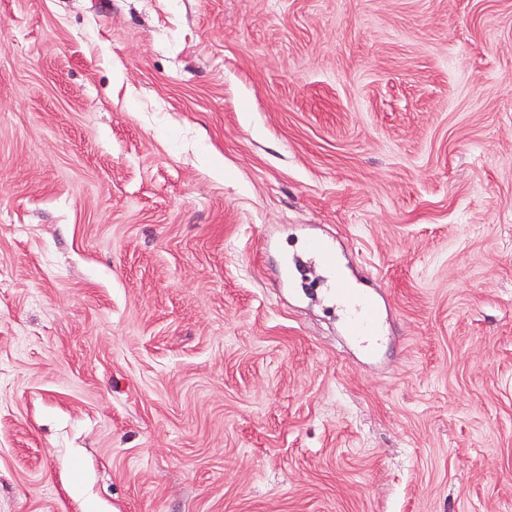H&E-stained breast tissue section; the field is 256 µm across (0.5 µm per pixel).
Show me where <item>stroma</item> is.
I'll return each instance as SVG.
<instances>
[{"instance_id":"1","label":"stroma","mask_w":512,"mask_h":512,"mask_svg":"<svg viewBox=\"0 0 512 512\" xmlns=\"http://www.w3.org/2000/svg\"><path fill=\"white\" fill-rule=\"evenodd\" d=\"M0 512H512V0H0ZM307 251L332 273L327 293L344 313L347 336L368 349L379 342L381 307L378 297L370 288H359L339 267L336 251L327 239H311Z\"/></svg>"}]
</instances>
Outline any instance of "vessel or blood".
Returning a JSON list of instances; mask_svg holds the SVG:
<instances>
[{
  "label": "vessel or blood",
  "instance_id": "b4317fda",
  "mask_svg": "<svg viewBox=\"0 0 512 512\" xmlns=\"http://www.w3.org/2000/svg\"><path fill=\"white\" fill-rule=\"evenodd\" d=\"M307 251L332 274L328 294L344 313L346 335L366 348H374L379 342L381 315L377 296L371 289L358 287L344 274L329 240H309Z\"/></svg>",
  "mask_w": 512,
  "mask_h": 512
}]
</instances>
